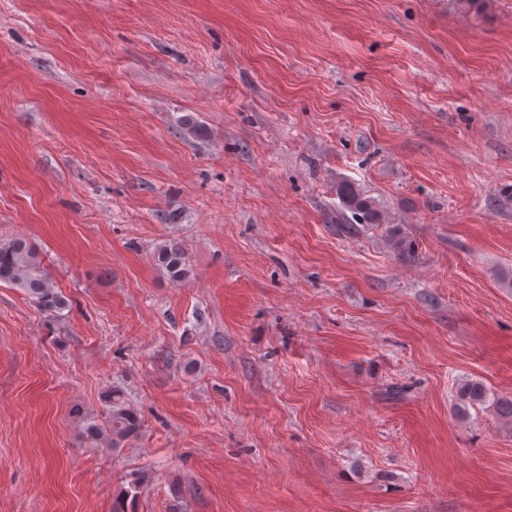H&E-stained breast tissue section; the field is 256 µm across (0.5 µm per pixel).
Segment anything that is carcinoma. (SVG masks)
<instances>
[{"label": "carcinoma", "mask_w": 512, "mask_h": 512, "mask_svg": "<svg viewBox=\"0 0 512 512\" xmlns=\"http://www.w3.org/2000/svg\"><path fill=\"white\" fill-rule=\"evenodd\" d=\"M336 194L344 209L359 224H381L383 214L374 198L366 195L355 184L340 181ZM158 262L169 280L184 282L190 275V265L185 251L176 240L164 243L158 251ZM0 284L21 289L30 302L41 312L57 316L69 307L68 299L55 290L45 272L42 258L32 243L24 236L0 238ZM489 406L498 418L512 425V397H490L485 385L477 380L465 379L457 387L455 410L459 417L467 418L470 409ZM141 428L138 413L118 390L110 393L103 413V425L87 427L92 439L105 433L112 438V447L118 448L135 437Z\"/></svg>", "instance_id": "carcinoma-1"}]
</instances>
